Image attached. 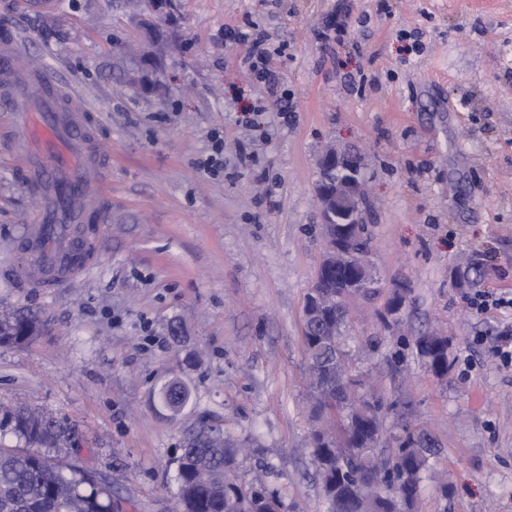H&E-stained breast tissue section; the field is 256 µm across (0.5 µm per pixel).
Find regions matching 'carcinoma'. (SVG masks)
<instances>
[{"label":"carcinoma","instance_id":"obj_1","mask_svg":"<svg viewBox=\"0 0 512 512\" xmlns=\"http://www.w3.org/2000/svg\"><path fill=\"white\" fill-rule=\"evenodd\" d=\"M313 291L328 301L356 295L351 279L333 262L319 267ZM348 311L331 306L304 321L303 346L318 402L342 413L336 433L317 431L312 456L322 482L326 512H402L416 500L431 449L409 425L401 426L387 454L377 451L383 428L381 399L357 394L343 335ZM40 331L38 321L0 316V344H19ZM435 376L450 368L448 341L416 339ZM21 448L0 447V512H121L107 476L73 462L75 427L49 412L25 407L0 409V433ZM240 443L230 436L208 442L190 433L175 457L177 512H282L280 493L265 480L245 484L237 465Z\"/></svg>","mask_w":512,"mask_h":512}]
</instances>
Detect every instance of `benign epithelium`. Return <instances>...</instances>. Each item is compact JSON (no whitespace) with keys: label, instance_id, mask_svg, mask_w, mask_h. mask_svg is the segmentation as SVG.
<instances>
[{"label":"benign epithelium","instance_id":"7a95c632","mask_svg":"<svg viewBox=\"0 0 512 512\" xmlns=\"http://www.w3.org/2000/svg\"><path fill=\"white\" fill-rule=\"evenodd\" d=\"M321 170L333 175L322 179L316 190L328 239L336 241L331 256L336 266L355 271L354 287L377 289L379 280L369 268L367 255L347 246L356 225L362 223L361 158L355 153L330 150L321 159Z\"/></svg>","mask_w":512,"mask_h":512}]
</instances>
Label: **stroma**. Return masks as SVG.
Wrapping results in <instances>:
<instances>
[{
    "instance_id": "obj_1",
    "label": "stroma",
    "mask_w": 512,
    "mask_h": 512,
    "mask_svg": "<svg viewBox=\"0 0 512 512\" xmlns=\"http://www.w3.org/2000/svg\"><path fill=\"white\" fill-rule=\"evenodd\" d=\"M334 17L342 41L318 39ZM2 23L81 99L112 166L90 270L14 287L15 244L41 201L0 112V310L41 323L0 344V404L76 424L81 464L111 475L122 512H174L177 445L206 424L246 444L240 480L271 468L284 506L325 512L303 310L332 147L364 160L381 280L350 305L349 365L381 396L385 435L409 422L448 471L447 496L424 480L411 512H512V365L495 353L512 308L470 307L475 291L512 290V0H0ZM253 26L275 51L273 92L229 36ZM121 43L161 89L126 84ZM475 260L485 278L460 287ZM397 282L407 300L387 329L378 313ZM430 332L448 341L441 379L409 344ZM175 375L191 400L171 417L155 393Z\"/></svg>"
}]
</instances>
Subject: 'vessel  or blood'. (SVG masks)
Instances as JSON below:
<instances>
[{"mask_svg":"<svg viewBox=\"0 0 512 512\" xmlns=\"http://www.w3.org/2000/svg\"><path fill=\"white\" fill-rule=\"evenodd\" d=\"M59 75L42 68L25 73L12 38L0 39V112L10 113L27 141V182L42 202L22 242L25 263L44 282H66L94 259L83 229L92 204H105L103 172L112 158L100 151L80 104L55 97Z\"/></svg>","mask_w":512,"mask_h":512,"instance_id":"vessel-or-blood-1","label":"vessel or blood"}]
</instances>
